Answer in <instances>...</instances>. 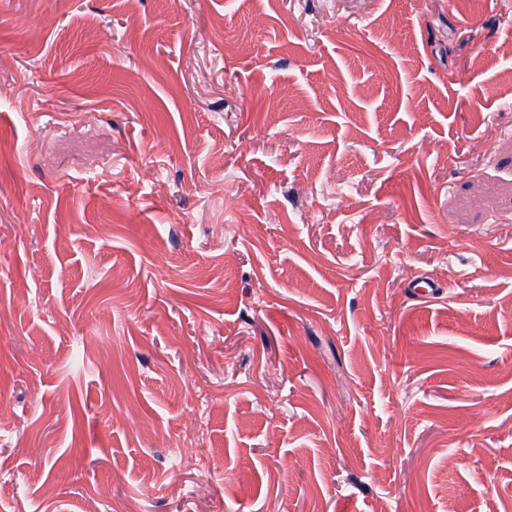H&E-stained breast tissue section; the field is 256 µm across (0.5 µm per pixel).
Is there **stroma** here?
I'll return each instance as SVG.
<instances>
[{
	"label": "stroma",
	"mask_w": 512,
	"mask_h": 512,
	"mask_svg": "<svg viewBox=\"0 0 512 512\" xmlns=\"http://www.w3.org/2000/svg\"><path fill=\"white\" fill-rule=\"evenodd\" d=\"M0 512H512V0H0Z\"/></svg>",
	"instance_id": "stroma-1"
}]
</instances>
